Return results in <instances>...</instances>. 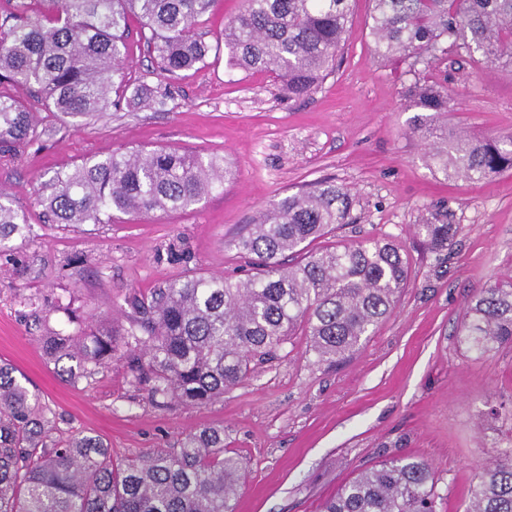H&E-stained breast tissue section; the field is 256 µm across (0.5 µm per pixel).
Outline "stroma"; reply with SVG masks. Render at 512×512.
Wrapping results in <instances>:
<instances>
[{
    "instance_id": "stroma-1",
    "label": "stroma",
    "mask_w": 512,
    "mask_h": 512,
    "mask_svg": "<svg viewBox=\"0 0 512 512\" xmlns=\"http://www.w3.org/2000/svg\"><path fill=\"white\" fill-rule=\"evenodd\" d=\"M339 66L309 96L288 99L266 72H229L225 56L168 81L150 59L143 31L128 21L129 86H168L156 111H107L72 126L39 113L53 132L43 142L0 154V189L31 231L0 254V360L55 414L57 438L96 435L124 463L177 447L204 426L224 430L244 485L235 512H318L359 469L393 455L432 464L437 512H465L478 466L512 418L486 416L512 399V345L479 357L456 333L476 289L512 280V169L470 181L429 169L407 108L406 64L380 58L369 33L370 0H352ZM448 90L449 126L478 138L512 134V65L448 55L433 64ZM156 146L230 161L234 177L196 206L112 224L60 229L44 223L34 191L45 175L87 157ZM330 178L355 200V223L337 230L351 243L391 237L412 262L393 314L339 368L318 363L293 339L292 351L259 364L249 380L203 406L161 409L131 384L115 359L94 382L72 384L40 350L31 313L69 329L68 311L96 325L123 323L118 301L181 275L185 267L245 278L234 239L253 215L285 192ZM446 215L457 233L430 253L417 224ZM185 253V261L174 253Z\"/></svg>"
}]
</instances>
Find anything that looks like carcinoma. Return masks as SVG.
I'll return each instance as SVG.
<instances>
[{"label": "carcinoma", "mask_w": 512, "mask_h": 512, "mask_svg": "<svg viewBox=\"0 0 512 512\" xmlns=\"http://www.w3.org/2000/svg\"><path fill=\"white\" fill-rule=\"evenodd\" d=\"M351 0H245L224 20L230 68L282 80L290 99L312 93L336 67ZM216 0H18L0 15V153L41 137L34 113L88 121L108 108L153 109L165 94L141 84L126 96V31L134 17L158 67L175 80L205 67L212 46L196 26ZM377 53L407 63V94L428 113L416 128L425 163L469 180L512 169V135L467 137L439 124L448 112L442 85L419 81L450 53L480 51L487 62L512 59V0H372ZM24 86L19 101L7 88ZM221 157L178 148H139L86 159L48 179L37 194L45 222L63 229L110 224L124 216L185 210L224 187ZM353 198L333 181L288 192L235 241L253 261L237 281L190 271L147 294L124 295L122 329H80L40 337L43 356L66 381L94 380L114 359L127 362L134 387L158 407L206 405L248 380L295 336L317 362L338 365L394 312L407 287L402 242L373 238L310 243L348 223ZM30 230L0 192V254ZM455 225H415L436 255ZM467 349L484 356L512 344V283L477 290L459 326ZM0 363V512H234L243 484L238 459L224 453V429L204 427L177 448L155 449L121 465L106 444L81 434L53 437L56 417ZM432 466L392 457L359 471L319 512H436ZM466 512H512V437L491 455L470 490Z\"/></svg>", "instance_id": "obj_1"}]
</instances>
